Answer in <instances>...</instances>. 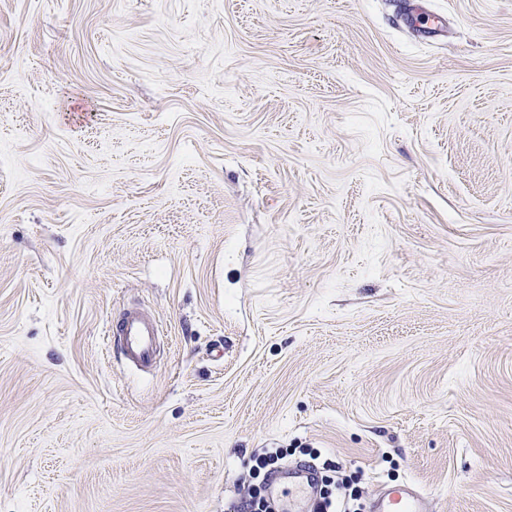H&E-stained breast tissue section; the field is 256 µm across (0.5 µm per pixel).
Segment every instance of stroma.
<instances>
[{
    "label": "stroma",
    "instance_id": "stroma-1",
    "mask_svg": "<svg viewBox=\"0 0 512 512\" xmlns=\"http://www.w3.org/2000/svg\"><path fill=\"white\" fill-rule=\"evenodd\" d=\"M424 2L0 0V512H512V0ZM160 335L158 323L138 308L124 310L115 327L107 331V339L113 341L123 358L141 367L154 364ZM287 456L283 448H262L251 456L250 474L258 477L263 473L267 484L270 475L281 466ZM322 469L333 472L334 478L325 480L327 484L321 485L318 497L315 498L312 475L307 471L308 468L300 466L289 471L288 468L280 471L268 487L269 497L280 505L279 508L282 512H307L314 499V510L312 512H363L365 508L364 488L360 486L353 487L351 478L342 477L339 465L331 459L324 460ZM286 479H289V483L291 479L302 483L298 485L299 495L293 496L288 488V495L283 496L285 490H287L285 487ZM331 484H334V491L327 488ZM370 512H432L429 500L411 484L389 488L374 502ZM226 512H273L274 507L269 499L253 495L252 491H248L238 498L225 503Z\"/></svg>",
    "mask_w": 512,
    "mask_h": 512
}]
</instances>
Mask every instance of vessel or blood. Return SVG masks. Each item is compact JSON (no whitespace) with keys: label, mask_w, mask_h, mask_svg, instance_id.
Listing matches in <instances>:
<instances>
[{"label":"vessel or blood","mask_w":512,"mask_h":512,"mask_svg":"<svg viewBox=\"0 0 512 512\" xmlns=\"http://www.w3.org/2000/svg\"><path fill=\"white\" fill-rule=\"evenodd\" d=\"M159 335L158 323L138 308L124 310L115 327L107 332L124 359L141 367L154 364ZM268 495L279 504L281 512H308L315 499L312 476L300 466L281 471L271 481ZM371 512H431V504L413 486L405 485L383 491Z\"/></svg>","instance_id":"obj_1"}]
</instances>
